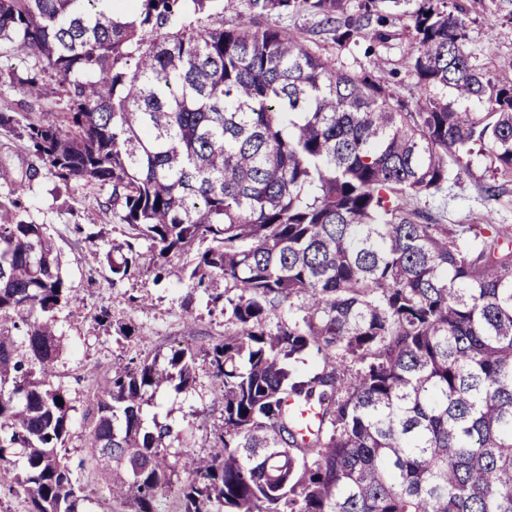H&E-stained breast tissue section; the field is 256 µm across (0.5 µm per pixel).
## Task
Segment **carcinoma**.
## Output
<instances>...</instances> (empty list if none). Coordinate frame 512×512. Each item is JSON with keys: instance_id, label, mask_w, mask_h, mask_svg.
Wrapping results in <instances>:
<instances>
[{"instance_id": "1", "label": "carcinoma", "mask_w": 512, "mask_h": 512, "mask_svg": "<svg viewBox=\"0 0 512 512\" xmlns=\"http://www.w3.org/2000/svg\"><path fill=\"white\" fill-rule=\"evenodd\" d=\"M186 1L210 26L185 23ZM101 2L0 0V50L34 60L23 76L0 68V84L31 108L64 102L24 124L0 112L31 156L0 198V493L28 512H163L172 492L176 512H512V243L484 234L490 210L463 248L403 205L467 172L476 146L512 178V84L471 63L464 20L415 0L412 107L298 34L225 25L217 0H137L130 19ZM376 2L356 20L345 0L253 6L317 15L337 42L381 41ZM44 167L112 188L130 238L121 261L105 252L112 281L189 252L193 287L224 277L210 294L224 341L206 353L224 420L207 454L173 456L172 425L144 426L150 390L195 381L196 354L175 348L89 388L87 454L70 462L75 408L56 378L72 289L22 204ZM303 357L320 371L293 374ZM287 398L318 401L310 437Z\"/></svg>"}]
</instances>
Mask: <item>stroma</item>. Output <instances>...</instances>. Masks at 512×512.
I'll return each instance as SVG.
<instances>
[{"label": "stroma", "mask_w": 512, "mask_h": 512, "mask_svg": "<svg viewBox=\"0 0 512 512\" xmlns=\"http://www.w3.org/2000/svg\"><path fill=\"white\" fill-rule=\"evenodd\" d=\"M463 9L465 37L471 61L478 67H497L512 57V22L497 14L492 0H457ZM378 12L386 19L385 41L359 37L336 43L319 17L288 11L257 17L258 25L274 23L308 40L319 52L331 57L337 67L352 72L381 70L394 98L416 103L421 91L418 79L405 60L414 41L411 13L413 0H378ZM30 157L15 133L0 128V196L12 183L24 178ZM497 186L496 199H488V186ZM110 188H98L81 180L61 185L48 172L31 182L25 197L26 218L47 225L64 256L63 275L74 298L58 324L65 343L59 370L74 405H82L91 383L112 371L118 359L165 360L171 349L189 346L201 352L223 341L224 315L207 303L206 293L192 290L180 278L189 263L186 254L170 256L163 279L136 266L121 281H113L104 258L107 250L126 251L127 228L113 217L105 203ZM411 209L432 212L439 223L462 228L461 246H470L473 234L466 227L479 223L493 211L496 229L512 238V180L493 172L481 152H474L470 169L460 180H449L445 191L407 200ZM111 314L99 325L93 316L99 310ZM221 381L204 361L196 363V381L186 390L164 384L144 405L145 426L161 422L179 432L171 443V454H203L212 446L224 419L219 397Z\"/></svg>", "instance_id": "obj_1"}]
</instances>
